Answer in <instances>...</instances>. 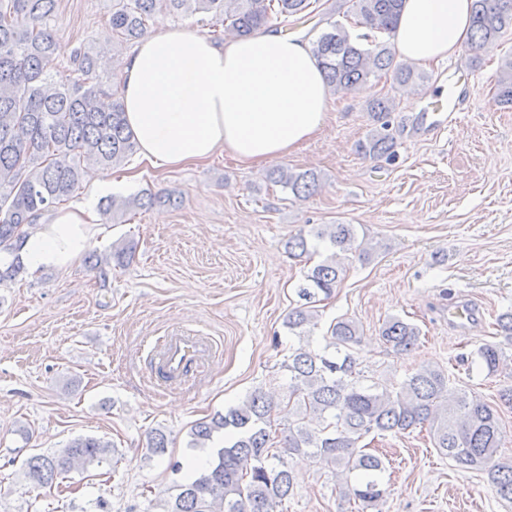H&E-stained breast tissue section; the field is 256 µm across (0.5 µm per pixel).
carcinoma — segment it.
Masks as SVG:
<instances>
[{
  "instance_id": "carcinoma-1",
  "label": "carcinoma",
  "mask_w": 512,
  "mask_h": 512,
  "mask_svg": "<svg viewBox=\"0 0 512 512\" xmlns=\"http://www.w3.org/2000/svg\"><path fill=\"white\" fill-rule=\"evenodd\" d=\"M403 0H353L354 25L365 32L354 37L334 24L313 42L328 87L337 92L361 91L383 76L401 87L420 86L428 76L413 65L395 60L390 37L397 27ZM58 0H0V244H19L26 228L41 215L67 201L79 189L84 166L110 170L136 151L124 119L118 92L106 88L107 52L74 47L67 66L58 68L61 45L54 27ZM202 14L224 31L247 35L279 21L285 29L314 18L312 0H112L109 23L112 53L142 37L155 15ZM512 31V0H473L470 47L477 51ZM494 99L512 107V58L501 61ZM367 107L374 129L357 143L360 153L391 161L396 142L391 133L394 102L372 97ZM268 180L297 199L313 195L318 176L310 171L276 168ZM170 194L143 191L110 196L103 214L115 221L136 208H147ZM327 242L363 259L377 246L358 241L352 224H329L311 236L300 233L288 241V253L302 258ZM344 267L336 254L310 269L297 288L302 303L288 312L286 326L298 335L317 325L315 303L329 298L341 283ZM382 341L397 351L417 345L419 329L393 316L380 328ZM318 352L301 344L288 356V395L276 402L260 388L245 400L201 421L191 430V445L204 448L219 430L228 440L196 478L177 485L164 500L163 512H279L293 495L292 460L310 459L357 474L354 485L341 490L375 508L383 499V460L359 442L371 433H404L428 426L434 447L463 468L483 470L496 494L512 500V463L496 459L502 429L496 410L466 393L448 389V376L437 366L416 369L399 390L352 378L355 354L363 342L358 324L349 318L332 321ZM476 356L492 374L502 362L494 344L477 348ZM288 422L275 440L269 427L276 416ZM168 437L150 433L148 448L162 455ZM112 444L98 438H77L53 454L28 458L26 475L38 486L81 466L108 461Z\"/></svg>"
}]
</instances>
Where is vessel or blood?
Listing matches in <instances>:
<instances>
[{
	"instance_id": "b4317fda",
	"label": "vessel or blood",
	"mask_w": 512,
	"mask_h": 512,
	"mask_svg": "<svg viewBox=\"0 0 512 512\" xmlns=\"http://www.w3.org/2000/svg\"><path fill=\"white\" fill-rule=\"evenodd\" d=\"M459 77L457 72L448 75V95H431L420 117L424 129L440 127L447 113L456 111L455 91ZM213 343L209 337L192 332L180 331L164 336L156 341L150 355L158 363V380L168 384L185 379L209 356Z\"/></svg>"
}]
</instances>
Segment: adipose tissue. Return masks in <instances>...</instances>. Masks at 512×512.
<instances>
[{"instance_id": "adipose-tissue-1", "label": "adipose tissue", "mask_w": 512, "mask_h": 512, "mask_svg": "<svg viewBox=\"0 0 512 512\" xmlns=\"http://www.w3.org/2000/svg\"><path fill=\"white\" fill-rule=\"evenodd\" d=\"M472 0H404L392 44L422 67L448 59L469 38ZM118 93L138 158L162 170L202 164L224 151L243 167L280 160L324 126L330 93L309 37L263 27L214 42L156 17L119 62ZM92 201L55 211L20 250L0 261L30 272L65 270L100 233Z\"/></svg>"}]
</instances>
